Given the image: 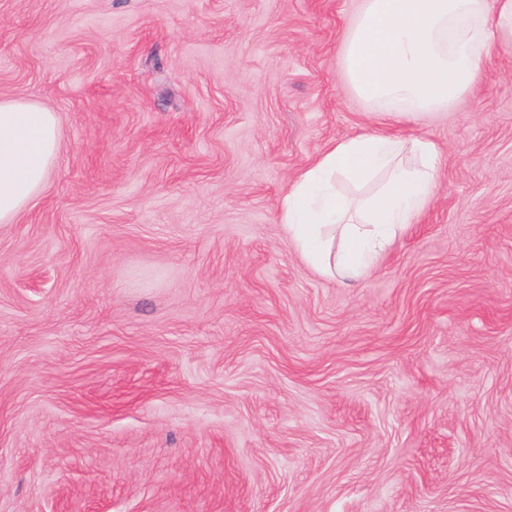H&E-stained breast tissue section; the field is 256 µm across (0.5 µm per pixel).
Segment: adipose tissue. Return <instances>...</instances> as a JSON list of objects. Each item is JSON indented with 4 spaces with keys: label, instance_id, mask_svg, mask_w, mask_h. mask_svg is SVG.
<instances>
[{
    "label": "adipose tissue",
    "instance_id": "obj_1",
    "mask_svg": "<svg viewBox=\"0 0 512 512\" xmlns=\"http://www.w3.org/2000/svg\"><path fill=\"white\" fill-rule=\"evenodd\" d=\"M505 33L512 34V0H361L342 43L345 76L383 114H435L474 88ZM60 145L56 113L23 97L0 99V224L14 223L44 188ZM442 166L429 139L365 130L297 175L280 221L316 273L362 282L428 208ZM340 177L372 190L358 199L340 194Z\"/></svg>",
    "mask_w": 512,
    "mask_h": 512
}]
</instances>
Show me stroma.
<instances>
[{
    "mask_svg": "<svg viewBox=\"0 0 512 512\" xmlns=\"http://www.w3.org/2000/svg\"><path fill=\"white\" fill-rule=\"evenodd\" d=\"M357 5L0 0V98L62 132L0 224V512H512V40L380 123ZM376 124L444 165L348 285L280 204Z\"/></svg>",
    "mask_w": 512,
    "mask_h": 512,
    "instance_id": "stroma-1",
    "label": "stroma"
}]
</instances>
